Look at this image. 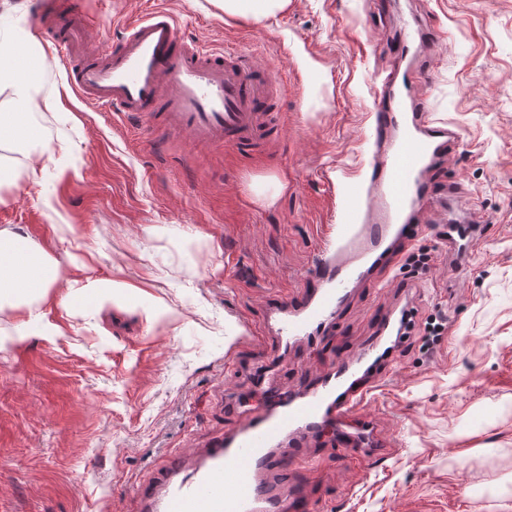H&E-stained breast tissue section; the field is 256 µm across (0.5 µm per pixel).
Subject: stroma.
I'll return each instance as SVG.
<instances>
[{
    "label": "stroma",
    "instance_id": "35a3bbf8",
    "mask_svg": "<svg viewBox=\"0 0 512 512\" xmlns=\"http://www.w3.org/2000/svg\"><path fill=\"white\" fill-rule=\"evenodd\" d=\"M291 0L275 16H226L216 0H25L0 14V42L31 30L40 81L31 121L55 161L0 141V228L59 263L41 322L0 353V512H144V493L186 465L238 409L273 332L229 347V317L261 326L270 300L303 291L336 194L362 171L373 93L397 68L403 24L422 37L432 82L412 86L461 140L436 166L460 188L456 211L484 235L459 266L430 208L415 245L432 267L368 281L317 349L298 346L276 387L306 385L369 343L396 305L418 323L443 315L432 350L411 337L362 406L390 450L356 460L316 444L305 475L320 512H512V0ZM79 15L89 46L164 9L191 41L247 52L287 85L282 141L254 152L163 135L76 96L66 67L32 31L39 5ZM274 202H267V194ZM122 283L118 306L87 307L89 282ZM169 312L147 321L142 310Z\"/></svg>",
    "mask_w": 512,
    "mask_h": 512
}]
</instances>
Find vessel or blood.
Wrapping results in <instances>:
<instances>
[{
	"label": "vessel or blood",
	"mask_w": 512,
	"mask_h": 512,
	"mask_svg": "<svg viewBox=\"0 0 512 512\" xmlns=\"http://www.w3.org/2000/svg\"><path fill=\"white\" fill-rule=\"evenodd\" d=\"M47 31L66 49L72 90L100 110L143 119L147 134L163 128L195 144L244 152L281 135L270 103L284 83L253 67L245 53L189 41L167 11L134 21L117 44L92 51L83 49L72 17L55 19ZM394 55L400 69L374 102L375 162L343 188L340 222L325 227L307 288L297 297H276L267 308L278 335L272 364L298 344H317L354 292L389 271L396 252L416 240L422 206L442 207L456 192L435 189L432 181L434 165L458 134L432 121L410 94L413 82L428 79L415 33L400 35ZM400 321L396 312L381 318L371 343L326 367L307 387L267 391L262 409L242 411L238 427L200 454L190 473L168 474L149 512H315L303 481L286 485L277 477L283 468L307 467L320 437L352 456L386 455L371 423L357 413Z\"/></svg>",
	"instance_id": "vessel-or-blood-1"
}]
</instances>
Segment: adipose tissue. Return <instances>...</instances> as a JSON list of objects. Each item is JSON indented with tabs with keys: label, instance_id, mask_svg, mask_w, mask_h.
<instances>
[{
	"label": "adipose tissue",
	"instance_id": "adipose-tissue-1",
	"mask_svg": "<svg viewBox=\"0 0 512 512\" xmlns=\"http://www.w3.org/2000/svg\"><path fill=\"white\" fill-rule=\"evenodd\" d=\"M27 42L25 33H16L11 44L0 43V88L12 90V105L0 113V136L30 145L36 140L28 112L33 105L36 78L22 77L18 70V50ZM59 278V264L36 250L11 228H0V304L47 295Z\"/></svg>",
	"mask_w": 512,
	"mask_h": 512
}]
</instances>
